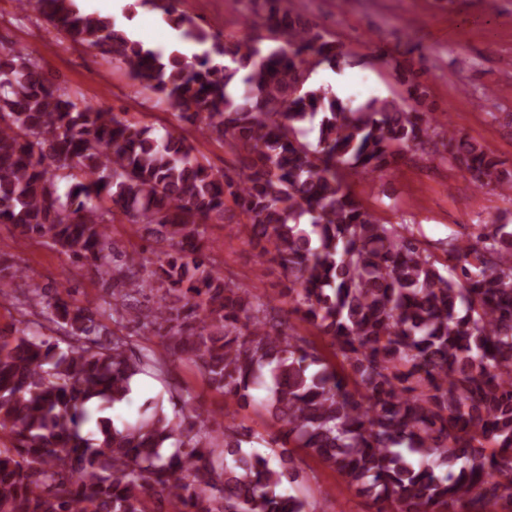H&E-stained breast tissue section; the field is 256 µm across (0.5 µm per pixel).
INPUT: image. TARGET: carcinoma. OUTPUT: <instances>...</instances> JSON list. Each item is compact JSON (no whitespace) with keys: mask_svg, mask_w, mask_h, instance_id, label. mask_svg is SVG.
Listing matches in <instances>:
<instances>
[{"mask_svg":"<svg viewBox=\"0 0 512 512\" xmlns=\"http://www.w3.org/2000/svg\"><path fill=\"white\" fill-rule=\"evenodd\" d=\"M278 46L219 41L172 0H134L167 15L188 58L145 47L110 15L76 0H36L62 40L99 49L202 136L231 147L219 173L183 135H159L119 113L77 102L39 61L0 49V224L40 240L107 282L102 316L49 288L13 284L0 300L40 307L53 332L0 331V512H317L292 494L301 448L377 512H512V225L441 242L446 262L408 224H389L352 194L349 176L382 172L403 154L448 141V159L480 186L512 172L482 147L432 123L404 97L353 107L311 72L344 46L300 24L288 0H250ZM318 140H304V126ZM231 196L249 243L275 263L293 312L328 339L330 355L288 332L276 308L206 259L202 228ZM164 258L117 253L114 211ZM154 332L187 356L212 390L268 414L263 436L241 424L214 447L215 416L179 390L115 424L132 381L166 363L127 329ZM266 444L267 452L244 445Z\"/></svg>","mask_w":512,"mask_h":512,"instance_id":"obj_1","label":"carcinoma"}]
</instances>
